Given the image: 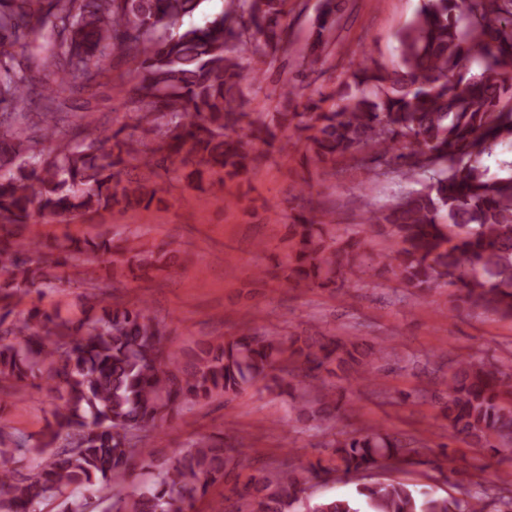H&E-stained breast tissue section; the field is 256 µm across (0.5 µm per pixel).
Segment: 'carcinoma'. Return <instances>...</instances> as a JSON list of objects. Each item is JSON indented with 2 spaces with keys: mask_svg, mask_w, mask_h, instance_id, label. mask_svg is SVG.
I'll use <instances>...</instances> for the list:
<instances>
[{
  "mask_svg": "<svg viewBox=\"0 0 512 512\" xmlns=\"http://www.w3.org/2000/svg\"><path fill=\"white\" fill-rule=\"evenodd\" d=\"M202 24H184L200 0H0V383L46 384L62 405L34 437L0 427V512H194L224 479L236 446L213 434L190 439L175 458L152 459V440L171 412L185 413L255 381L291 397L299 419H336L342 397L321 378L329 366L350 382H373L382 353L356 336L244 332L198 342L177 354L162 343L149 307L98 301L99 312L62 317L13 299L38 285L81 280V264L105 255H140L112 280L162 268L168 252L135 249L128 236L70 237L53 262L33 258L42 243L23 235L30 218L62 221L116 207L149 209L157 192L129 167L195 166L186 178L217 176L214 191L247 172L256 140L276 129L306 134L314 163L348 157L379 179L413 184L367 223H384L396 248L379 256L421 295L458 288L474 308L512 318V173L492 176L484 156L512 145V0H423L398 34L388 68L371 57L345 74L340 89L317 92L305 112L248 111L239 59L254 61L251 81L288 42V0H232ZM342 17L338 0H319L301 66L315 70ZM44 62L22 66L15 49ZM116 53L135 62L140 109L116 130L66 111L74 90L106 77L100 62ZM369 269L360 242L343 240L316 215H300L282 268L287 280L341 288ZM307 379L296 392L288 366ZM441 410L450 436L471 439L500 459L512 455V373L496 364L458 363L444 380ZM424 444L372 431L337 438L332 463H286L238 492L249 512H297L305 485L334 475L403 465ZM40 454L34 468L27 455ZM141 461L149 481L128 490L125 474ZM498 489L512 512V472ZM91 495L73 498L67 491ZM484 490L469 499L427 494L401 482L360 484L353 497H326L305 512H485Z\"/></svg>",
  "mask_w": 512,
  "mask_h": 512,
  "instance_id": "carcinoma-1",
  "label": "carcinoma"
}]
</instances>
